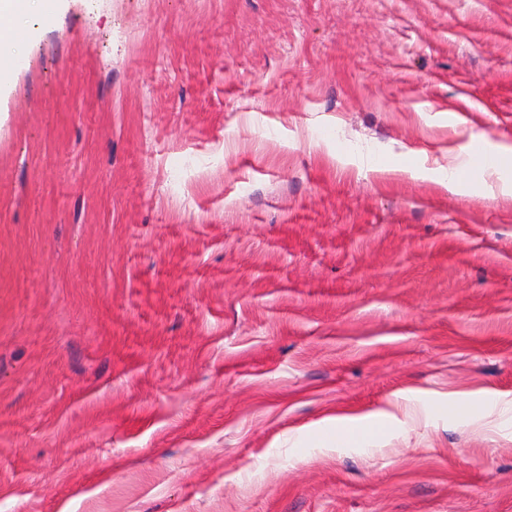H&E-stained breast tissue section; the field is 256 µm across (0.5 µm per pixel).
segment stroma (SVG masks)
I'll return each instance as SVG.
<instances>
[{
    "label": "stroma",
    "mask_w": 512,
    "mask_h": 512,
    "mask_svg": "<svg viewBox=\"0 0 512 512\" xmlns=\"http://www.w3.org/2000/svg\"><path fill=\"white\" fill-rule=\"evenodd\" d=\"M18 32L0 512H512V0Z\"/></svg>",
    "instance_id": "1"
}]
</instances>
